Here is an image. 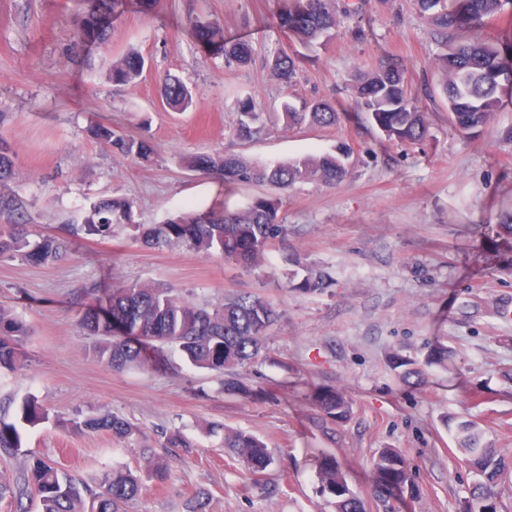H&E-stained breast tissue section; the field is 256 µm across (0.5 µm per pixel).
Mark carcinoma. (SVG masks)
<instances>
[{"instance_id": "cac0c4a2", "label": "carcinoma", "mask_w": 512, "mask_h": 512, "mask_svg": "<svg viewBox=\"0 0 512 512\" xmlns=\"http://www.w3.org/2000/svg\"><path fill=\"white\" fill-rule=\"evenodd\" d=\"M88 8L79 17L76 47L89 51L108 40L111 20L121 6L120 0H84ZM420 12L429 15L445 37L446 52L440 56L442 93L448 116L454 127L469 133L486 125L498 111L506 90H512V44L495 41H467L458 31L464 27L481 28L497 16L512 0H418ZM340 24L332 0H285L278 16L279 28L300 46L310 48L329 41ZM189 31L196 45L211 53L234 59L245 65L252 58V47L244 42L224 43V28L206 18L190 19ZM298 57L285 51L275 53L269 62L271 74L287 89L296 76ZM145 57L128 51L113 62L109 78L116 87L133 83L144 71ZM165 106L183 112L193 103L192 91L176 76L162 83ZM351 109L364 118L389 141L420 144L428 135L425 113L415 104L403 65L385 62L364 74L354 86ZM241 118L234 130L237 138L247 140L259 133L261 112L255 99L239 101ZM281 117L287 127L303 121L322 127L339 121L336 105L323 100L303 101L298 105L285 101ZM96 139L118 152L148 162L155 149L145 140L116 133L103 124L93 128ZM192 170L217 171L227 185L270 184L288 188L301 182L333 184L350 175L342 155L307 154L273 164L252 163L239 156L203 155L186 160ZM14 153L7 141L0 139V184L14 175ZM279 202L272 197H257L245 208L229 211L205 210L183 213L141 236L148 244L186 242L196 251L218 254L226 261L254 267L273 248L285 245L287 227L279 215ZM132 223V203L123 197H103L92 202L82 222L68 226V233L89 240L112 237L116 224ZM67 239L50 234L35 240L19 224L0 227V257H19L27 264L40 266L66 248ZM89 302L78 314V323L88 336L96 338L95 356L115 371L140 370L152 365V355L167 347L192 366L224 375L249 364L260 352L269 329L279 317L276 306L259 296L241 294L224 299L213 309L179 298L167 288L147 284H124L102 290L87 289ZM28 335L26 325L0 306V370L24 371L28 356L22 342ZM448 348H431L419 362L399 352L391 356L393 370L408 383L421 385L428 380V369L443 368ZM224 392L248 398L251 389L234 377L222 381ZM314 405L324 420L344 421L351 415L352 404L343 392L322 388L313 395ZM49 419L48 410L26 394L21 398L16 419H0V451L20 444V427H35ZM77 433L107 432L117 439H127L136 428L126 419L108 410H99L69 422ZM458 449L469 466L483 481L473 488L464 512H497L492 484L506 469V462L495 450L485 446L476 424L461 421L456 425ZM224 443L235 450L245 469L259 477L273 464L268 448L258 437L240 431L224 432ZM375 498L384 503L385 512H395L390 500L410 481L406 457L397 448H383L372 463ZM319 486L333 498L335 512H366L364 502L349 488L339 462L324 456L319 468ZM142 491L140 478L130 469L114 467L101 481L91 485L68 470L40 458L27 460L20 477L0 476V500L17 502L28 499L36 512H125Z\"/></svg>"}]
</instances>
